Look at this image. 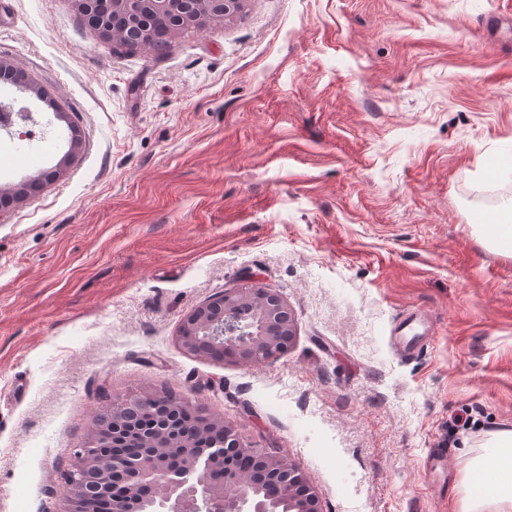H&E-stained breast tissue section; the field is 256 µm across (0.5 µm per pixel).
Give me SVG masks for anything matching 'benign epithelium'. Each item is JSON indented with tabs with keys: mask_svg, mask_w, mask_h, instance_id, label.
<instances>
[{
	"mask_svg": "<svg viewBox=\"0 0 512 512\" xmlns=\"http://www.w3.org/2000/svg\"><path fill=\"white\" fill-rule=\"evenodd\" d=\"M246 0H107L112 14L142 28L148 24L178 21L201 26L214 15L229 16L242 9ZM194 325L193 341L184 333L178 340L183 348L219 347L224 356L246 364H260L285 351L295 336L288 303L274 289L227 288L189 313L183 324ZM162 391H143L112 399V408L128 407L141 401L160 400ZM221 440L203 451L189 446L180 457L166 461L144 451L130 461L118 453L104 459L92 435L76 449L78 463L62 474L65 512H89L87 486L96 491L109 489V474L135 468V476L150 487H160V498L138 499L131 491L112 496V512H321L319 498L303 473L273 452L246 445L223 420ZM252 458L262 464L258 483L240 485L234 458Z\"/></svg>",
	"mask_w": 512,
	"mask_h": 512,
	"instance_id": "7a95c632",
	"label": "benign epithelium"
}]
</instances>
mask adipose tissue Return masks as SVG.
Here are the masks:
<instances>
[{"label": "adipose tissue", "instance_id": "adipose-tissue-1", "mask_svg": "<svg viewBox=\"0 0 512 512\" xmlns=\"http://www.w3.org/2000/svg\"><path fill=\"white\" fill-rule=\"evenodd\" d=\"M488 446V454L471 461L470 472L476 476L490 469L495 478L482 488L469 491L465 512H482L487 506L493 507L494 512H512V430L493 433Z\"/></svg>", "mask_w": 512, "mask_h": 512}]
</instances>
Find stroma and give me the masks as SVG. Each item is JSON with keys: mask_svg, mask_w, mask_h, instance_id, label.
Returning a JSON list of instances; mask_svg holds the SVG:
<instances>
[{"mask_svg": "<svg viewBox=\"0 0 512 512\" xmlns=\"http://www.w3.org/2000/svg\"><path fill=\"white\" fill-rule=\"evenodd\" d=\"M32 135L0 137V512H63L113 397L169 390L305 475L322 512H460L512 429V0H246L162 53L71 0H7ZM280 291L295 338L184 349L224 289ZM421 314L403 355L398 318Z\"/></svg>", "mask_w": 512, "mask_h": 512, "instance_id": "stroma-1", "label": "stroma"}]
</instances>
